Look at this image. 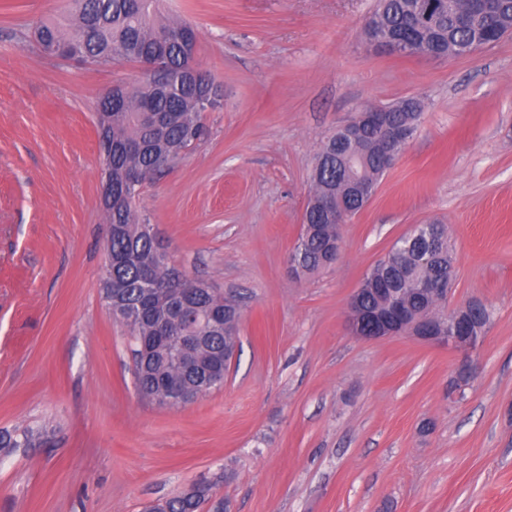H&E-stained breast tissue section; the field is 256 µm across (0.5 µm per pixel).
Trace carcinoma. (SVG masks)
Here are the masks:
<instances>
[{
	"mask_svg": "<svg viewBox=\"0 0 512 512\" xmlns=\"http://www.w3.org/2000/svg\"><path fill=\"white\" fill-rule=\"evenodd\" d=\"M489 21L501 35L511 34L512 0H377L364 36L380 32L403 39L404 57L457 58L482 47ZM32 33L47 55H76L98 66L158 56L167 69L164 86L147 80L116 103L102 100L98 107L101 166L111 169L112 176V205L103 207L106 223L112 225V239L106 242V249L112 250V302L120 310L116 318L129 329L135 353L141 339L154 335L156 320L176 296L171 285L180 276L158 253L136 201L146 183L177 164L204 137L205 113L222 106L218 84L207 74L196 83H186L187 58L198 51L199 34L186 21L164 15L163 0H70L66 16L39 20ZM421 115L415 98L388 106L390 121L406 127L412 137ZM386 151L374 130L367 131L354 147L337 141L334 133L320 144L302 233L291 253L295 272L313 273L333 263L341 225L336 223V211L326 204L340 206L351 217L367 203L368 194L357 192L348 180V153L354 155V175L374 190L384 175ZM131 171L139 175L138 185L132 188L127 185ZM417 231L434 239L431 256L422 254L410 233L393 244L360 284L357 335H371L374 317L397 302L416 322L450 325L446 299L431 296L423 287L432 281L452 284L456 258L451 238L441 224H421ZM198 297L224 309V331L211 334L208 349L217 355L235 349L241 317L238 303L208 284L198 289ZM492 318L488 307L470 303L468 334L484 335ZM181 358L182 350L174 341L166 355L141 363L135 372L140 395L159 405L180 406L164 398L196 383L194 376L183 371ZM208 500L207 492H180L153 505L150 512H199Z\"/></svg>",
	"mask_w": 512,
	"mask_h": 512,
	"instance_id": "obj_1",
	"label": "carcinoma"
}]
</instances>
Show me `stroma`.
Wrapping results in <instances>:
<instances>
[{
	"instance_id": "obj_1",
	"label": "stroma",
	"mask_w": 512,
	"mask_h": 512,
	"mask_svg": "<svg viewBox=\"0 0 512 512\" xmlns=\"http://www.w3.org/2000/svg\"><path fill=\"white\" fill-rule=\"evenodd\" d=\"M374 5L165 0L224 105L138 208L174 266L242 312L223 387L168 408L138 394L103 293L96 114L140 67L45 56L32 24L68 0H0V434H44L0 447V512H145L213 478L224 512H512V35L398 58L362 35ZM409 96L420 129L343 225L340 258L296 275L320 143ZM429 223L457 253L449 307L493 313L465 358L347 327L364 274Z\"/></svg>"
}]
</instances>
